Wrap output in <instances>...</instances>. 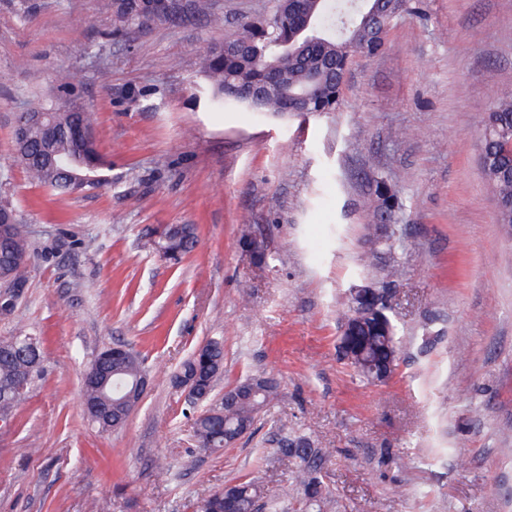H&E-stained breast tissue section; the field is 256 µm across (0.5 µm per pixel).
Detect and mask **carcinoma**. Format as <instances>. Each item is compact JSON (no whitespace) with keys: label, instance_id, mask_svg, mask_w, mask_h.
Here are the masks:
<instances>
[{"label":"carcinoma","instance_id":"carcinoma-1","mask_svg":"<svg viewBox=\"0 0 512 512\" xmlns=\"http://www.w3.org/2000/svg\"><path fill=\"white\" fill-rule=\"evenodd\" d=\"M308 2V16L316 22L314 32L298 26L290 0H277L274 13L281 14L279 25L265 28L259 20L246 22L234 38L203 51L200 72L218 105L235 103L275 116L335 111L349 58L363 52L378 53L387 31L381 32L357 19L346 34L335 37L333 31L345 25V14L336 11L338 0ZM150 5L151 0H102V9L110 20L109 35L121 37L149 22L183 20L181 16L153 13ZM191 14L207 15L217 25L224 23V15L216 10L214 0H191ZM257 87L264 90V96L254 105L248 95ZM29 113L23 137L13 138L12 161L16 165L61 196L107 183L95 140L73 134L80 127L92 128L91 112L86 106L41 102L30 107ZM484 128L488 138L482 141L480 166L494 191L495 206L499 208L497 223L512 229L511 94L490 109ZM0 217L12 224L8 239H0V278L21 287L26 281V267L15 263L14 254H30L27 231L13 208L1 200ZM194 243V227L190 224L171 226L163 232L162 247L176 257L191 251ZM388 309L387 303H380L362 317L351 335L341 337L343 359L368 381L389 380L399 360V341ZM37 360H43V356L35 337L22 333L0 336V416L10 415L27 398L28 390L18 391L14 383L25 376L31 380L38 376L39 370L29 371ZM223 367L224 346L210 340L182 364L180 373L196 377L199 402L203 403L210 398ZM141 374V362L129 353L112 378V385L101 390L92 384L82 385L85 408L110 403L115 412H121L120 400L128 384ZM277 389L271 378L248 377L229 390L224 401L198 412L193 430L200 447L220 451L250 432L277 396ZM278 445L277 451L295 468L298 495L292 512H323L321 468L328 450L315 447L309 437L295 432L281 434ZM226 490L236 496L240 512H277V503L264 495L263 487L254 479L231 484Z\"/></svg>","mask_w":512,"mask_h":512}]
</instances>
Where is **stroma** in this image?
I'll return each mask as SVG.
<instances>
[{"instance_id": "stroma-1", "label": "stroma", "mask_w": 512, "mask_h": 512, "mask_svg": "<svg viewBox=\"0 0 512 512\" xmlns=\"http://www.w3.org/2000/svg\"><path fill=\"white\" fill-rule=\"evenodd\" d=\"M217 5L223 24L200 15L113 41L100 0H28L25 14L0 0V198L31 249L0 336L43 351L0 425V512H195L249 477L285 502L284 427L330 449L329 512H512V230L479 164L484 115L512 88V0H405L384 48L351 58L336 111L280 118L203 94L199 54L275 0ZM63 70L109 182L59 197L11 157L16 114L55 99ZM175 224L197 239L176 261L160 250ZM360 286L387 290L402 341L384 383L338 355ZM212 339L224 369L211 403L247 376L279 384L252 433L217 452L198 447L174 381ZM115 344L149 386L102 432L82 378Z\"/></svg>"}]
</instances>
